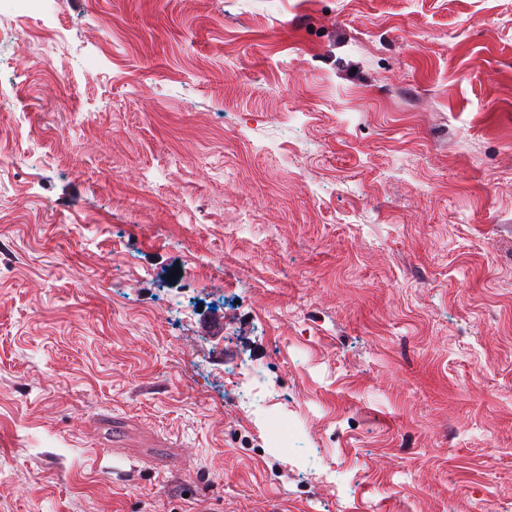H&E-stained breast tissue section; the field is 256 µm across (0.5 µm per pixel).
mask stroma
I'll return each mask as SVG.
<instances>
[{
	"label": "stroma",
	"mask_w": 512,
	"mask_h": 512,
	"mask_svg": "<svg viewBox=\"0 0 512 512\" xmlns=\"http://www.w3.org/2000/svg\"><path fill=\"white\" fill-rule=\"evenodd\" d=\"M47 2L0 512H512V0Z\"/></svg>",
	"instance_id": "35a3bbf8"
}]
</instances>
